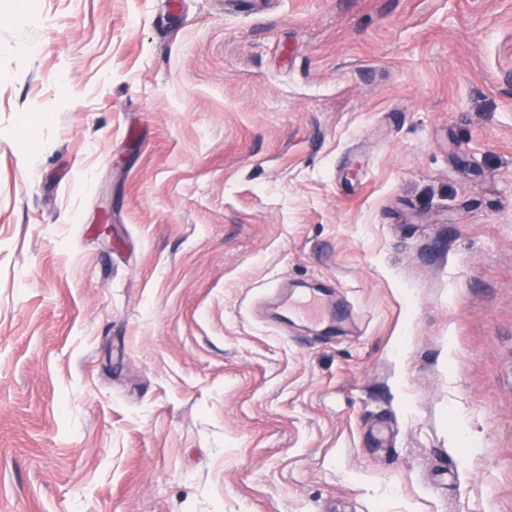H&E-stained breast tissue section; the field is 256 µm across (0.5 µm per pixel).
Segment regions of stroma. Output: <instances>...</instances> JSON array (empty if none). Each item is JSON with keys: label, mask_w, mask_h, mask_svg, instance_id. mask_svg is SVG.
<instances>
[{"label": "stroma", "mask_w": 512, "mask_h": 512, "mask_svg": "<svg viewBox=\"0 0 512 512\" xmlns=\"http://www.w3.org/2000/svg\"><path fill=\"white\" fill-rule=\"evenodd\" d=\"M181 3L0 0V512H512V0Z\"/></svg>", "instance_id": "obj_1"}]
</instances>
